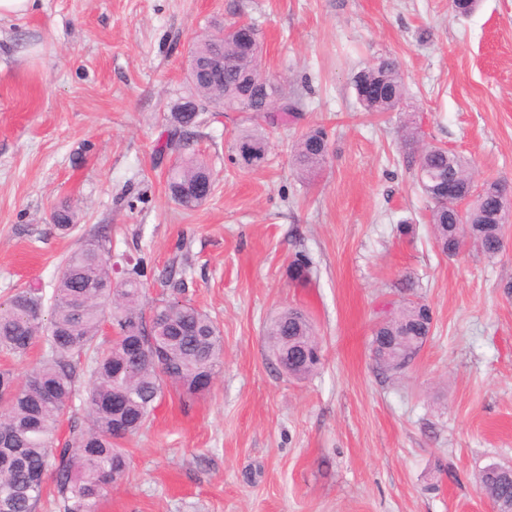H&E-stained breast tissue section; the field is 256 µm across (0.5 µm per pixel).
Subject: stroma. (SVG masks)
Wrapping results in <instances>:
<instances>
[{
  "label": "stroma",
  "instance_id": "35a3bbf8",
  "mask_svg": "<svg viewBox=\"0 0 512 512\" xmlns=\"http://www.w3.org/2000/svg\"><path fill=\"white\" fill-rule=\"evenodd\" d=\"M217 20L258 29L262 69L303 117L271 132L256 170L231 159L242 114L208 118L193 139L214 188L186 211L166 184L177 158L155 149L190 40ZM389 56L407 99L363 112L352 77ZM409 123L476 182L512 184V0L466 16L450 0H38L0 20V302L29 285L51 297L67 256L106 226L114 252L144 257L147 301L171 297L177 274L224 341L209 391L187 407L166 388L124 441L130 469L97 512H495L476 477L512 462V223L496 257L441 253L399 141ZM312 127L329 155L301 179L291 145ZM63 203L78 214L67 234L50 220ZM299 252L304 286L288 273ZM418 299L430 336L407 369L379 371L376 321ZM288 307L322 348L302 380L264 336Z\"/></svg>",
  "mask_w": 512,
  "mask_h": 512
}]
</instances>
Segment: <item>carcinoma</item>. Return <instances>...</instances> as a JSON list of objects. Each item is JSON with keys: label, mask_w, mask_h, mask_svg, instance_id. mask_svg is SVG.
<instances>
[{"label": "carcinoma", "mask_w": 512, "mask_h": 512, "mask_svg": "<svg viewBox=\"0 0 512 512\" xmlns=\"http://www.w3.org/2000/svg\"><path fill=\"white\" fill-rule=\"evenodd\" d=\"M196 67L187 71L188 91L173 106L165 139L156 154H176L180 162L168 171L171 198L184 210H194L206 198L200 184L214 181L207 163L191 149V129L207 112L225 108L248 112L250 125L238 129L232 160L243 169L254 165L242 153L247 146H268L265 127L294 122L302 116L299 99L282 88L259 91L245 105L238 103L246 69L258 67L253 56L233 43L221 44L208 35L192 42ZM386 84L397 100L407 98L401 67L391 57L377 60L354 78ZM328 143L324 129L315 128L294 142L291 163L304 178L315 175L328 152L312 150L315 142ZM418 185L430 203V222L438 249L448 255L465 241L487 257L500 252L502 229L498 214L506 203L502 184L492 182L482 193L470 191L472 176L465 162L440 147L421 151L416 159ZM456 185L454 201L436 198L448 184ZM475 196L465 221H460L457 200ZM76 211L68 204L54 209L51 222L68 232L76 225ZM112 254L110 237L100 232L67 258L66 272L58 278L44 312L40 289L20 288L0 306V351L22 359L39 342L43 353L36 366L20 380L10 369L0 370V512H39L46 479H52L63 512H97L100 499L126 475L130 461L119 442L137 434L149 421L163 386L171 383L186 401L198 397L219 367L223 339L215 322L189 302L144 301V258L120 254L121 272L102 256ZM292 281H310L311 261L298 254L289 265ZM430 306L408 302L399 313L376 323L371 352L376 367L397 373L415 359L430 334L424 312ZM108 324L119 342L102 338ZM270 351H293L318 346L307 315L292 308L278 312L266 325ZM320 365L311 357L288 370L305 379ZM88 378L85 397L87 426H70L69 437L57 432L77 394L76 385ZM122 419L126 434L114 433ZM478 488L499 508L512 504V481L486 467L477 476Z\"/></svg>", "instance_id": "cac0c4a2"}]
</instances>
